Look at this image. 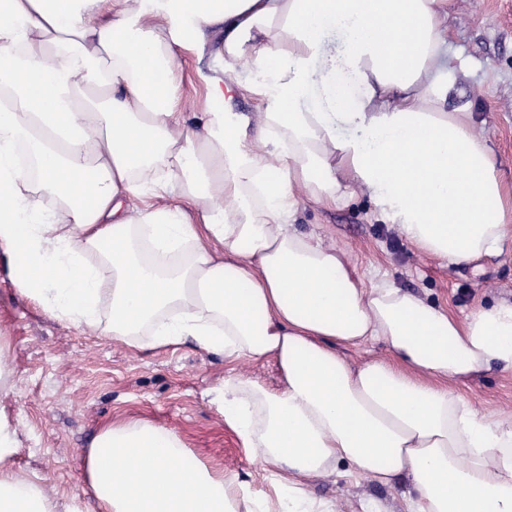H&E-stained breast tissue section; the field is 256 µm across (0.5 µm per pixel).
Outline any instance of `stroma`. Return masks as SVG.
Returning a JSON list of instances; mask_svg holds the SVG:
<instances>
[{"label": "stroma", "mask_w": 512, "mask_h": 512, "mask_svg": "<svg viewBox=\"0 0 512 512\" xmlns=\"http://www.w3.org/2000/svg\"><path fill=\"white\" fill-rule=\"evenodd\" d=\"M448 53L455 68L448 104L468 106L512 186V0H453ZM176 66L179 109L193 123L207 107L197 75L203 63L180 50ZM295 222L346 251L365 277L384 275L396 287L457 316L481 304L512 301L511 250L461 264L422 254L396 225L378 220L363 192L334 207L304 202ZM0 342L12 355L10 393L0 410L16 430L14 466L52 490L57 512L73 505L96 512L85 491L87 450L103 427L133 420L176 431L190 459L223 471L277 507L280 491L271 467L250 459L215 399L216 388L234 372L275 389L281 372L274 361L230 365L223 356L190 343L135 350L108 336L86 335L23 296L1 254ZM459 392L487 419L512 414V370L487 371ZM307 490L315 499L336 503L341 512H362L369 503L382 512H405L401 488L365 478L314 479Z\"/></svg>", "instance_id": "1"}]
</instances>
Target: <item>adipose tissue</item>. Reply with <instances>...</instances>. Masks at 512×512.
<instances>
[{
    "label": "adipose tissue",
    "mask_w": 512,
    "mask_h": 512,
    "mask_svg": "<svg viewBox=\"0 0 512 512\" xmlns=\"http://www.w3.org/2000/svg\"><path fill=\"white\" fill-rule=\"evenodd\" d=\"M449 4L0 0V248L20 293L135 349L190 338L228 361L275 358L277 390L237 375L222 395L277 469L279 512H332L303 484L343 473L404 487L410 512H512V416L458 392L512 370V302L457 318L365 283L292 225L301 196L332 207L359 190L443 261L512 247V192L470 112L446 107ZM334 29L354 97L333 65L312 70ZM179 48L210 60L198 132L177 110ZM241 90L256 117L229 110ZM148 187L154 202L123 208ZM378 342L390 358L356 368L336 352ZM17 452L0 417V512H56ZM84 480L98 512H232L240 491L140 421L98 433Z\"/></svg>",
    "instance_id": "ef3b65f1"
}]
</instances>
